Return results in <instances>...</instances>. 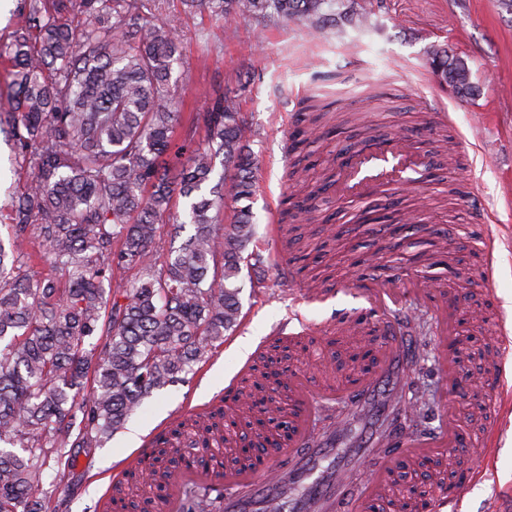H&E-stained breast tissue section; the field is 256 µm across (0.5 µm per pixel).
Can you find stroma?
<instances>
[{"instance_id": "1", "label": "stroma", "mask_w": 512, "mask_h": 512, "mask_svg": "<svg viewBox=\"0 0 512 512\" xmlns=\"http://www.w3.org/2000/svg\"><path fill=\"white\" fill-rule=\"evenodd\" d=\"M354 7L365 15L364 24L347 20L337 0L335 25L315 36L302 21L241 19L227 31L208 15L182 13L178 0L165 12L182 40V60L173 75L187 108L204 111L216 94L231 91L256 132L252 247L266 262L259 268L242 265L239 323L225 332L223 345L195 365L184 382L146 397L125 431L101 447L81 449L52 512H113L102 495L113 470L134 452L128 430L148 433L165 424H192L197 405L223 393L229 381L260 379L280 386L284 398L294 371L319 391L343 382L349 367L338 364L335 354L353 348L355 341L341 328L349 319L376 326L366 315L361 286L387 279L396 282L407 330L421 319L430 329L415 338L420 360L413 370L415 384H431L435 420L418 426V433L446 429L452 415L477 446L487 425L497 429L489 468L473 479L457 512H504L512 505V415L478 394L445 401L442 362L433 354L441 326L415 299L423 283L464 284L473 316L457 335L458 364L480 377L501 319L512 322V9L502 0H354ZM437 46L470 69L477 95L463 98L439 83L426 65ZM314 90L327 91L342 125L338 133L309 144L308 185L345 165L338 150L356 143L362 122L374 133L417 141L426 154L424 166L406 172L412 188L395 194L405 206L418 200L422 223L405 229L351 224L348 206L368 204L372 195L355 201L327 192L322 209L342 229L343 246L317 264L301 256L285 230L270 228L286 196L285 144L302 98ZM434 109L447 110L451 120L433 132L428 119ZM489 234L496 249L488 276L484 238ZM246 336L252 345L243 351L236 342ZM437 457L438 479H431L434 470L424 458L406 469L409 484L420 493L419 504L475 466L473 458L446 449Z\"/></svg>"}]
</instances>
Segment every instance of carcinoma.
Listing matches in <instances>:
<instances>
[{
  "label": "carcinoma",
  "instance_id": "carcinoma-1",
  "mask_svg": "<svg viewBox=\"0 0 512 512\" xmlns=\"http://www.w3.org/2000/svg\"><path fill=\"white\" fill-rule=\"evenodd\" d=\"M161 0H22V20L0 56L10 62L13 108L0 116L28 175L12 198L8 239L0 237V512H47L74 448L102 445L143 396L181 381L224 343L239 322L234 281L253 238L249 149L254 131L238 100L216 95L178 129L184 99L173 80L176 26L158 18ZM225 23L302 20L314 31L334 22L331 0H181ZM429 67L461 95L468 68L442 47ZM326 116L309 97L291 133L288 188ZM186 157L178 181L160 158ZM222 158L235 203L201 194ZM286 197L280 223L318 220L308 201ZM186 201L194 234L164 250L159 222ZM44 247L62 277L33 283L21 273L23 244ZM136 271L128 285L121 275ZM115 281L105 296L104 281ZM97 336L99 343L87 340ZM91 396L79 399L85 388ZM204 448L227 441L212 423L195 432Z\"/></svg>",
  "mask_w": 512,
  "mask_h": 512
}]
</instances>
